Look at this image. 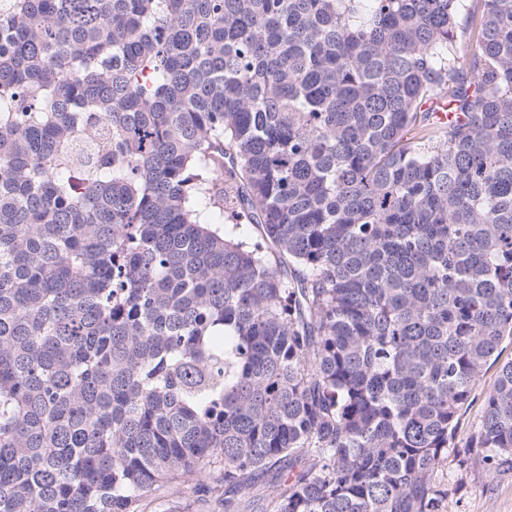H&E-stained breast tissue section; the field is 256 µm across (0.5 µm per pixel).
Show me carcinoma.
<instances>
[{
	"mask_svg": "<svg viewBox=\"0 0 512 512\" xmlns=\"http://www.w3.org/2000/svg\"><path fill=\"white\" fill-rule=\"evenodd\" d=\"M507 337L512 0H0V512H445ZM171 500L175 501L169 504L173 512H228L222 500L199 497L191 487L187 486L182 487Z\"/></svg>",
	"mask_w": 512,
	"mask_h": 512,
	"instance_id": "carcinoma-1",
	"label": "carcinoma"
}]
</instances>
